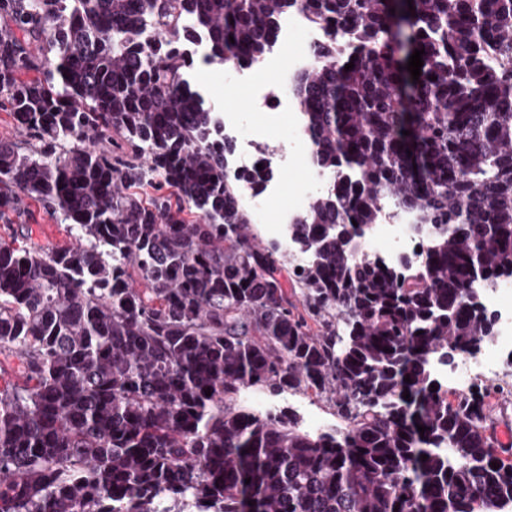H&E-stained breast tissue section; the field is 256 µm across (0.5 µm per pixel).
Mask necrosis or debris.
Returning <instances> with one entry per match:
<instances>
[{"mask_svg":"<svg viewBox=\"0 0 512 512\" xmlns=\"http://www.w3.org/2000/svg\"><path fill=\"white\" fill-rule=\"evenodd\" d=\"M327 39L323 27L295 8L280 17L276 40L262 61L236 68L234 78H223L220 68L203 64L202 44L189 46L182 60L185 72L195 82L200 95L217 113L225 139L235 146L231 161L234 172L247 177L258 169L268 170L260 191L245 192L243 202L252 223L264 225L268 237L285 251L291 245L288 226L292 219L314 196L324 193L331 182L329 174L314 160L316 148L306 133L303 114L298 110L293 91L294 76L312 64L313 48ZM217 79L223 80L224 92L228 95L239 85H249L252 90L250 112L263 114V121L253 123L250 112L227 110L220 99L212 97V83ZM285 114L290 117L286 124L281 121ZM293 167L300 169L301 178L292 200L278 210H269V202L282 192V173ZM429 237V225L417 223L411 212L389 211L374 225L360 254L379 257L389 263L405 258L416 261L421 259V250ZM480 298L495 319L493 336L454 365H447L437 356L431 359L435 378L458 394L468 393L476 381L499 379L512 363V280L487 288Z\"/></svg>","mask_w":512,"mask_h":512,"instance_id":"1","label":"necrosis or debris"}]
</instances>
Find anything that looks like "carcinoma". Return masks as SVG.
I'll return each instance as SVG.
<instances>
[{
	"label": "carcinoma",
	"instance_id": "1",
	"mask_svg": "<svg viewBox=\"0 0 512 512\" xmlns=\"http://www.w3.org/2000/svg\"><path fill=\"white\" fill-rule=\"evenodd\" d=\"M295 7L328 30L295 91L331 175L289 226L299 305L242 202L264 176L227 179L178 57L255 65ZM3 105L39 146L0 140V218L34 200L69 242L0 240L24 377L0 512H512L492 388L429 368L493 334L473 288L512 279V0H0ZM386 203L432 225L420 261L356 256ZM246 387L328 395L347 427L238 410Z\"/></svg>",
	"mask_w": 512,
	"mask_h": 512
}]
</instances>
